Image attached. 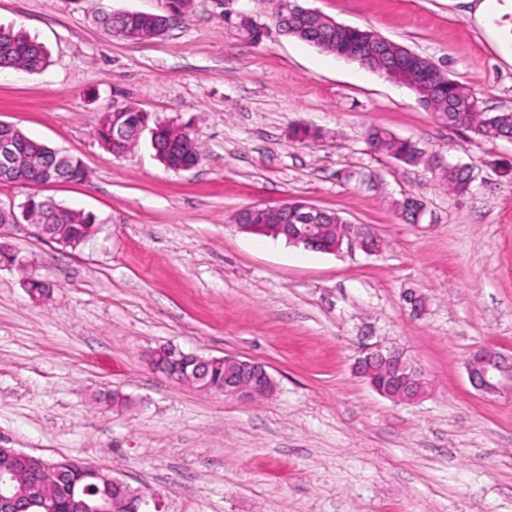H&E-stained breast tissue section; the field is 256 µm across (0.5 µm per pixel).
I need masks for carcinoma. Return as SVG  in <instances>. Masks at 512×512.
Segmentation results:
<instances>
[{
	"mask_svg": "<svg viewBox=\"0 0 512 512\" xmlns=\"http://www.w3.org/2000/svg\"><path fill=\"white\" fill-rule=\"evenodd\" d=\"M191 7V0H166L165 9L156 14L121 11L100 18L112 37L127 41L152 40L162 37L166 31L181 23ZM297 0H287L279 13L275 14L276 26L284 34L307 42L323 51L346 58L359 45L366 47L369 69L413 89L420 105L444 119L452 128H465L476 136L495 140L512 139V111L490 115L477 100V95L468 86L451 79L435 65L428 66L431 75L424 76L404 62L405 47L370 29H336L325 20L317 18L303 21L296 15ZM48 62V53L42 43L22 29L0 26V70L16 69L29 72L42 70ZM17 139L21 148L42 154L43 165L63 181H79L84 176L82 161L71 155L53 156L42 153L41 142L26 136L20 129H7ZM100 145L112 150V110L104 112L96 127ZM321 132L306 126L290 128L289 139L304 143L316 141ZM366 144L374 153H382L400 160L406 165L414 164L423 157V152L408 139L396 137L380 126H371L366 131ZM159 151L167 164L174 166L181 161L201 157L197 143L176 127L167 129L159 142ZM472 174L468 167L448 164L442 183L449 191L465 196L471 192ZM29 222L49 225V235L68 242V247L78 249L86 245L97 233L96 217L84 211L52 203L49 200L32 198L28 213ZM341 224L339 213L329 210L322 223L314 225L321 233L320 251L325 252L336 242L337 233L332 226ZM18 490L37 501L51 496L55 499V512H66L62 493L53 489L43 491L42 480L27 478L18 484ZM90 499L104 504L109 512H128L127 496L121 489L98 484L92 488Z\"/></svg>",
	"mask_w": 512,
	"mask_h": 512,
	"instance_id": "1",
	"label": "carcinoma"
}]
</instances>
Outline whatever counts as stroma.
Returning a JSON list of instances; mask_svg holds the SVG:
<instances>
[{"label":"stroma","mask_w":512,"mask_h":512,"mask_svg":"<svg viewBox=\"0 0 512 512\" xmlns=\"http://www.w3.org/2000/svg\"><path fill=\"white\" fill-rule=\"evenodd\" d=\"M433 60L488 112L512 111V0H299ZM164 0H0V26L48 50L31 73H0V124L82 160L86 176L30 192L93 213L71 250L20 234L27 270L0 265V447L78 457L160 512H512V397L472 388L478 348L512 350V139L453 129L407 86L275 30V0H193L160 40L121 41L98 11L159 12ZM270 27L249 43L226 16ZM133 105L186 127L203 158L165 168L149 132L117 157L95 127ZM301 124L321 139L287 137ZM416 142L427 163L371 153L369 127ZM471 195L443 188L448 161ZM421 197L420 224L395 206ZM300 198L370 225L381 252L336 254L242 231L235 214ZM52 286L46 302L24 284ZM427 300L422 316L403 301ZM402 349L426 395L399 403L352 366L370 346ZM173 346L266 366L254 400L155 372ZM128 398L125 407L104 401Z\"/></svg>","instance_id":"obj_1"}]
</instances>
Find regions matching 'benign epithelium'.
<instances>
[{
  "label": "benign epithelium",
  "mask_w": 512,
  "mask_h": 512,
  "mask_svg": "<svg viewBox=\"0 0 512 512\" xmlns=\"http://www.w3.org/2000/svg\"><path fill=\"white\" fill-rule=\"evenodd\" d=\"M41 169V157L20 150L13 138L0 136V173L5 175L22 172H37ZM272 213L278 224L270 232L284 235L288 241L307 248L317 246V238L311 233V225L320 223L324 209L305 201L297 205L288 200L275 207L251 206L236 213L235 223L240 228L257 232L267 227L254 223L256 215ZM28 205L22 204L20 211L0 206V238L16 233L33 234L42 239L48 238L44 224H28ZM347 231L337 238L331 251L336 253L346 246L373 253L367 247L374 237L365 224L346 223ZM215 362L201 356L174 350L168 356L165 374L169 379L191 382L203 390L209 389L210 370ZM356 372L365 378L380 395L394 401L411 402L424 393L425 382L418 370L402 352L398 350L368 349L355 366ZM471 386L486 397L512 395V353L496 346H486L471 354L466 366ZM273 379L265 366L236 356H224V386L222 393L231 396L250 398L255 394L270 393ZM4 454L14 458L17 466L0 470V512H28L14 492V482L21 481L29 469H40L57 480L67 473L70 464L54 471L47 470L44 463L35 456L15 448L3 449ZM67 494L68 512H104L94 510L83 491L64 485Z\"/></svg>",
  "instance_id": "1"
}]
</instances>
